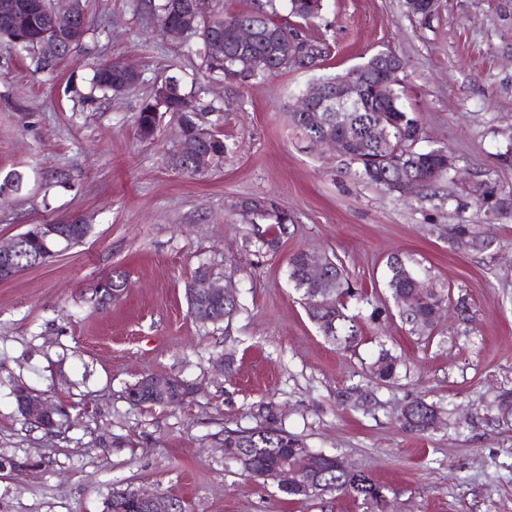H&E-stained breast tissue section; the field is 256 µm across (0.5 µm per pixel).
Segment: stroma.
Returning a JSON list of instances; mask_svg holds the SVG:
<instances>
[{
    "instance_id": "stroma-1",
    "label": "stroma",
    "mask_w": 512,
    "mask_h": 512,
    "mask_svg": "<svg viewBox=\"0 0 512 512\" xmlns=\"http://www.w3.org/2000/svg\"><path fill=\"white\" fill-rule=\"evenodd\" d=\"M83 4L90 30L54 72L0 44V181L25 180L0 197V243L73 214L92 226L83 243L0 281V512H107L128 487L179 497L185 512H512V421L496 408L512 392V208L488 211L456 180L488 176L512 193V0H437L427 18L405 0H324L309 26L331 45L325 73L380 51L403 60L419 149L448 148L458 168L435 197L408 199L291 124L296 95L319 73L230 84L206 75L197 35L163 38L149 0ZM105 60L133 64L141 79L88 102L91 65ZM163 67L197 111L228 109L229 150L206 175L176 167L171 114L153 137L137 131ZM250 199L287 213L277 250H258L235 211ZM458 224L485 247H454ZM300 251L338 258L362 286L348 302L362 320L356 350L338 349L311 319L289 279ZM394 255L451 295L430 337L411 332L388 291ZM203 263L236 289L230 326L190 312L186 286ZM115 270L128 286L101 304L99 284ZM458 296L469 321L455 313ZM380 305L389 313L371 323ZM383 347L402 359L390 381L370 372ZM146 375L194 392L175 406L133 403L128 391ZM21 386L64 408L70 428L25 421ZM416 396L440 412L421 434L399 421ZM269 403L277 428L341 455L384 485L385 502L291 499L225 462V431L264 425Z\"/></svg>"
}]
</instances>
